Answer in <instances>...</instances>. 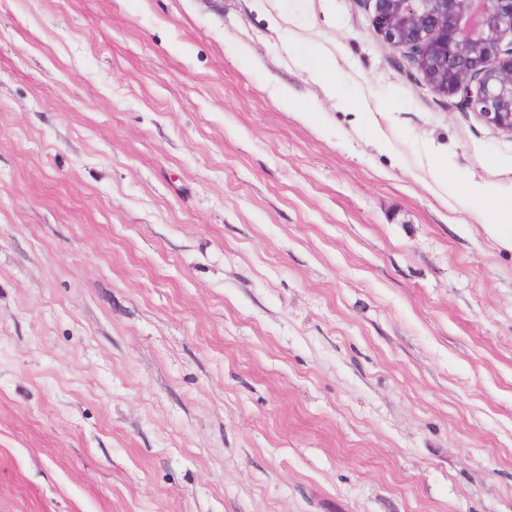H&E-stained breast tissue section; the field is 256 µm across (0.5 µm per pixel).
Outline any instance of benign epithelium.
<instances>
[{"mask_svg": "<svg viewBox=\"0 0 512 512\" xmlns=\"http://www.w3.org/2000/svg\"><path fill=\"white\" fill-rule=\"evenodd\" d=\"M373 26L465 112L512 136V0H373Z\"/></svg>", "mask_w": 512, "mask_h": 512, "instance_id": "7a95c632", "label": "benign epithelium"}]
</instances>
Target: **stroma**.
I'll use <instances>...</instances> for the list:
<instances>
[{
	"label": "stroma",
	"mask_w": 512,
	"mask_h": 512,
	"mask_svg": "<svg viewBox=\"0 0 512 512\" xmlns=\"http://www.w3.org/2000/svg\"><path fill=\"white\" fill-rule=\"evenodd\" d=\"M304 6L0 0V512H512V136Z\"/></svg>",
	"instance_id": "obj_1"
}]
</instances>
